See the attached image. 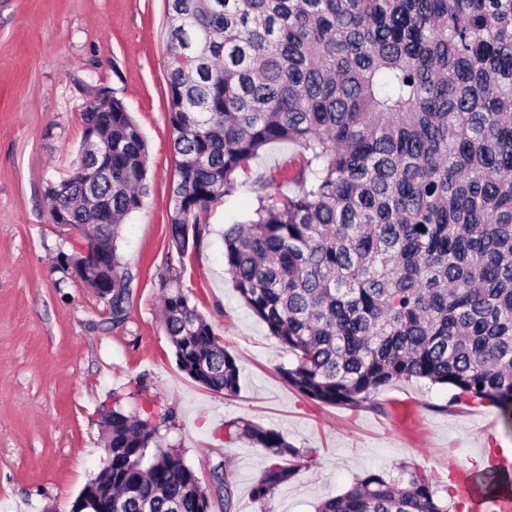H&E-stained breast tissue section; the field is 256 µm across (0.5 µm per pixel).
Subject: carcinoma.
I'll use <instances>...</instances> for the list:
<instances>
[{"label": "carcinoma", "mask_w": 512, "mask_h": 512, "mask_svg": "<svg viewBox=\"0 0 512 512\" xmlns=\"http://www.w3.org/2000/svg\"><path fill=\"white\" fill-rule=\"evenodd\" d=\"M168 120L179 155L169 248L208 234L211 207L271 144L296 149L260 172L257 205L224 234L236 290L288 353L281 379L309 399L359 407L397 381L427 380L454 400L489 403L512 426V0H167ZM82 142L112 143L93 167L78 154L47 187L51 218L97 239L109 264L112 322L131 276L120 224L142 205L149 150L128 105L98 88ZM179 368L239 389L236 358L183 291L159 280ZM272 463L252 496L268 502L310 459L276 430L232 421ZM103 463L84 512H212L178 449L152 450L150 418L120 409L102 430ZM371 474L318 512H448L424 470Z\"/></svg>", "instance_id": "carcinoma-1"}]
</instances>
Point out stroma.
Instances as JSON below:
<instances>
[{
    "instance_id": "1",
    "label": "stroma",
    "mask_w": 512,
    "mask_h": 512,
    "mask_svg": "<svg viewBox=\"0 0 512 512\" xmlns=\"http://www.w3.org/2000/svg\"><path fill=\"white\" fill-rule=\"evenodd\" d=\"M165 0H0V512H71L106 457L99 420L113 404L174 421L161 447L181 450L203 485L222 467L233 506L213 512H315L376 473L418 467L440 482L456 462L512 447L498 407L457 403L448 386L395 382L357 408L317 402L276 372L288 356L244 304L224 266V233L247 219L257 186L239 181L209 214L210 233L180 269L184 291L240 366L227 396L181 371L166 334L159 277L177 158L168 121ZM127 103L149 149L148 190L122 227L131 274L122 322L76 275L53 269L84 241L50 217L48 181L72 168L92 91ZM281 432L311 450L306 468L260 510L252 487L271 459L224 424Z\"/></svg>"
}]
</instances>
